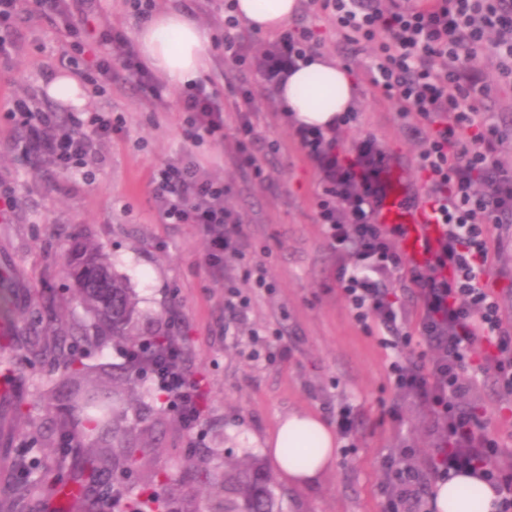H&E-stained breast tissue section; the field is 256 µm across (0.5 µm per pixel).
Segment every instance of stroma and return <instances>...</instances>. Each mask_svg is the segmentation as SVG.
<instances>
[{"mask_svg":"<svg viewBox=\"0 0 512 512\" xmlns=\"http://www.w3.org/2000/svg\"><path fill=\"white\" fill-rule=\"evenodd\" d=\"M225 2L156 0L157 10L184 12L210 37L212 62L203 82L224 106L223 142L186 141L176 107L179 88L165 86L162 101L147 102L118 67L112 70L111 95L88 97V111L111 109L121 124L101 143L92 182L22 161L17 131L0 122V197L16 201L9 220L0 221V289L7 297L0 318L11 324L0 358H11L19 377L16 396H0V488L18 484L17 459L35 456L47 463L65 458L62 482L90 485L86 449L62 436L49 448L26 447V425L15 418L18 403H35L39 385L64 378L51 360L33 356L32 339L50 348L51 325L85 317L61 272L64 253L76 240L102 248L112 272L126 280L138 301V335L175 337L184 350V367L206 393L196 428H185L172 408L147 442L150 463L178 498L180 512H210L206 487L195 477L199 456L210 454L219 468L228 451L248 448L268 458L265 438L294 411L314 412L332 426L341 409L351 408L357 433L314 483L291 486L271 469L282 512H385L381 488L390 482L385 461L406 446L413 450L410 464L425 479L433 477L425 409L390 383L393 354L378 343L382 329L356 325L341 297L339 259L318 220V202L328 198L332 186L328 172L306 155L295 130L283 121L275 84L259 62L263 51L282 54L280 36L242 25L225 31ZM287 29L311 31L316 52L336 58L356 79L352 119L334 135L339 156L354 159L374 148L412 193L427 198L431 182L417 164L426 123L417 116L401 121L397 102L374 85L376 45L353 43L315 0H302ZM227 35L237 45L239 65L230 64L217 46ZM65 44L64 33L45 20L23 19L12 69L0 77V101L18 95L33 108L66 112V105L46 92L48 80L61 69ZM463 83L474 87L482 111L497 126V156L512 168V79L500 76L495 57L485 50L468 64ZM242 106L258 138V177L234 162L236 110ZM190 155L223 179L229 189L224 204L242 225V257L227 262L220 274L205 267L206 239L198 226L165 223L152 195V173ZM258 263L267 270L269 288L255 287L245 275ZM491 265L486 286L500 302L504 328L512 332V220L492 226ZM231 289L245 303L238 317L224 308ZM469 405L497 442L488 465L512 473V395H505L488 371L479 375ZM393 408L402 415L397 428L383 419Z\"/></svg>","mask_w":512,"mask_h":512,"instance_id":"stroma-1","label":"stroma"}]
</instances>
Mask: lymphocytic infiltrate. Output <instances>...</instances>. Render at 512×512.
<instances>
[{
	"label": "lymphocytic infiltrate",
	"mask_w": 512,
	"mask_h": 512,
	"mask_svg": "<svg viewBox=\"0 0 512 512\" xmlns=\"http://www.w3.org/2000/svg\"><path fill=\"white\" fill-rule=\"evenodd\" d=\"M91 0H34V11L49 23L63 21L69 38L66 65L81 76L93 94L112 90V68L120 66L145 99L160 100L162 89L144 67L135 45L120 31L94 26ZM336 25L353 43L377 45L380 61L374 83L399 104L400 117L429 118L435 123L418 155L431 180V218L440 224L438 246L420 265L408 263L399 242L402 225L377 223L371 200L348 169L333 187L347 206L339 214L328 200L319 217L330 247L347 255L350 268L336 280L352 319L364 329L378 325L386 334L384 349L400 351L388 366L389 380L416 396L426 407L435 437V476L447 475L459 456L487 459L490 439L464 400L475 379L464 370L474 354L483 369L493 370L506 393H512V333L501 321V307L484 283L491 272L490 225L512 217V172L496 159L498 130L469 105L461 78L467 55L491 42L503 74H512V0H433L429 5L388 8L355 7L353 0H320ZM184 133L200 144L224 138V106L201 83L178 101ZM0 114L22 132V159L40 160L62 170H82L95 163L102 140L114 126L108 112L59 114L31 110L14 98ZM478 127L475 145L463 143L464 130ZM152 193L163 218L171 224H195L208 240L206 263L220 271L238 254L241 226L224 206V182L202 173L198 163H166L151 178ZM408 278L422 303L419 333L435 355L429 364L404 356L411 338L403 333L405 305L393 298L385 282L394 274ZM183 349L168 341L154 357L153 374L160 390L172 398L186 428L201 415L200 393L183 368Z\"/></svg>",
	"instance_id": "f902f5d3"
}]
</instances>
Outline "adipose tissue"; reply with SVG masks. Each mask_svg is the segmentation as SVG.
Segmentation results:
<instances>
[{"label": "adipose tissue", "mask_w": 512, "mask_h": 512, "mask_svg": "<svg viewBox=\"0 0 512 512\" xmlns=\"http://www.w3.org/2000/svg\"><path fill=\"white\" fill-rule=\"evenodd\" d=\"M239 18L253 31L268 33L282 28L300 9V0H237ZM136 42L144 64L163 75L174 87L182 88L200 79L210 64L209 40L205 30L185 13L165 10L138 30ZM357 85L349 69L330 56L315 53L285 65L275 85V99L284 122L297 130L332 135L343 116L353 111ZM313 436L317 452L310 465L297 467L287 461L283 447L300 448L305 436ZM277 469L289 483L312 480L331 463L336 447L334 431L316 414L298 411L279 421L265 440ZM464 487L476 488L483 512H492L495 493L482 471L474 468L451 470L432 487V512H471L461 497Z\"/></svg>", "instance_id": "obj_1"}]
</instances>
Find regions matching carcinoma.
Returning a JSON list of instances; mask_svg holds the SVG:
<instances>
[{
	"label": "carcinoma",
	"instance_id": "carcinoma-1",
	"mask_svg": "<svg viewBox=\"0 0 512 512\" xmlns=\"http://www.w3.org/2000/svg\"><path fill=\"white\" fill-rule=\"evenodd\" d=\"M63 272L76 288L78 301L92 318L94 336L81 324L56 329L58 343L52 350L54 360L64 365L67 382L63 388L44 384L38 392L36 408L49 414V422L36 420L30 411L21 413L27 420L31 442L46 447L55 433L64 434L82 448L93 449L86 459L91 471L108 476L122 465L142 466L140 481L145 488L156 482V474L147 467L146 449L139 447L141 437L151 426L140 420L129 424L133 403L157 402L159 389L143 383L153 373L152 347L164 342L156 336L142 347V358L130 361L112 377L139 383L137 391L108 384L93 374L83 361L80 343L108 338L134 341L136 302L125 282L114 277L106 255L85 242L74 244L66 253ZM63 463L40 465L27 470L34 483L52 493L60 489ZM217 512H281L280 498L271 487L266 468L250 453L235 461L224 462V472L211 483Z\"/></svg>",
	"mask_w": 512,
	"mask_h": 512
}]
</instances>
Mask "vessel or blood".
I'll return each mask as SVG.
<instances>
[{
	"label": "vessel or blood",
	"mask_w": 512,
	"mask_h": 512,
	"mask_svg": "<svg viewBox=\"0 0 512 512\" xmlns=\"http://www.w3.org/2000/svg\"><path fill=\"white\" fill-rule=\"evenodd\" d=\"M376 219L378 223L401 224L407 229L404 250L413 263H421L433 245L440 228L432 224L425 210L410 202L404 184L394 185L387 193Z\"/></svg>",
	"instance_id": "1"
}]
</instances>
